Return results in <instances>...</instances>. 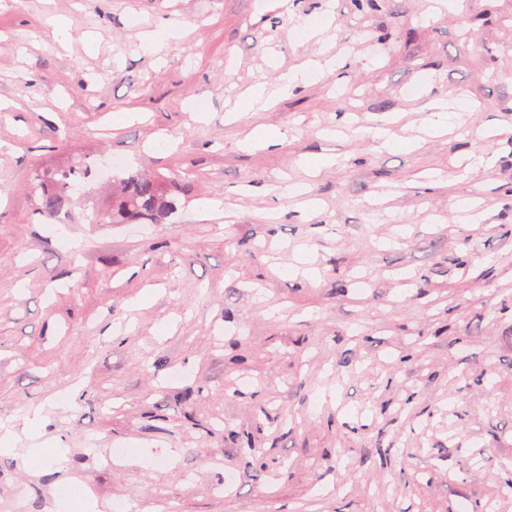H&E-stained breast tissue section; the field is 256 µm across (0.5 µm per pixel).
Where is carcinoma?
<instances>
[{
	"label": "carcinoma",
	"mask_w": 512,
	"mask_h": 512,
	"mask_svg": "<svg viewBox=\"0 0 512 512\" xmlns=\"http://www.w3.org/2000/svg\"><path fill=\"white\" fill-rule=\"evenodd\" d=\"M94 162L78 158L70 164L34 172V187L40 190L39 204L35 213L50 215L62 211L71 203L70 192L74 189L73 177L91 173ZM180 174L169 176L134 173L119 179V190L112 202L96 213L98 224H131L146 222L160 224L177 210Z\"/></svg>",
	"instance_id": "carcinoma-1"
}]
</instances>
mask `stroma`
Segmentation results:
<instances>
[{"label":"stroma","mask_w":512,"mask_h":512,"mask_svg":"<svg viewBox=\"0 0 512 512\" xmlns=\"http://www.w3.org/2000/svg\"><path fill=\"white\" fill-rule=\"evenodd\" d=\"M447 3L0 0V512H512V0ZM434 97L455 122L407 146ZM70 144L186 174L178 211L95 223L91 180L35 214Z\"/></svg>","instance_id":"stroma-1"}]
</instances>
